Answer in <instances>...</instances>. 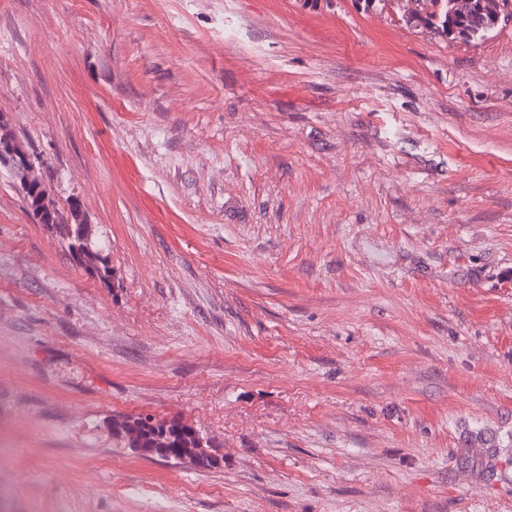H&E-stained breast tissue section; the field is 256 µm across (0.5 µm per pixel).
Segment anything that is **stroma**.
Here are the masks:
<instances>
[{"label": "stroma", "instance_id": "stroma-1", "mask_svg": "<svg viewBox=\"0 0 512 512\" xmlns=\"http://www.w3.org/2000/svg\"><path fill=\"white\" fill-rule=\"evenodd\" d=\"M409 7L0 0V114L112 267L0 169L6 512H512V22ZM406 21L451 39L470 42L495 29L497 18L512 17V0H410ZM500 21V22H501ZM508 22V21H507ZM172 419L158 420L151 416L128 415L112 421V432L126 440L129 448H152L161 459L188 460L200 468H209L218 463L206 448H211L208 440L198 442L188 430L191 425Z\"/></svg>", "mask_w": 512, "mask_h": 512}]
</instances>
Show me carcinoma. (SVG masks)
Instances as JSON below:
<instances>
[{
  "mask_svg": "<svg viewBox=\"0 0 512 512\" xmlns=\"http://www.w3.org/2000/svg\"><path fill=\"white\" fill-rule=\"evenodd\" d=\"M413 8L406 21L416 27L431 29L451 39L470 42L495 29L497 18L512 17V0H410ZM38 223L44 210H57L52 198L26 201ZM191 425L174 420H158L151 416L128 415L112 420V432L126 440L128 447L150 448L153 455L164 459L187 460L200 468H209L218 459L209 454V443H200L189 431Z\"/></svg>",
  "mask_w": 512,
  "mask_h": 512,
  "instance_id": "obj_1",
  "label": "carcinoma"
}]
</instances>
